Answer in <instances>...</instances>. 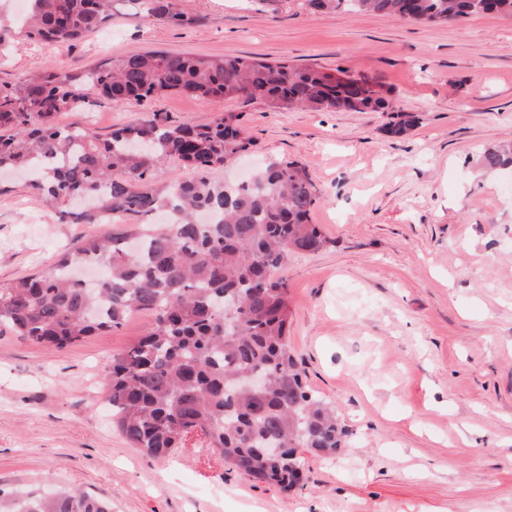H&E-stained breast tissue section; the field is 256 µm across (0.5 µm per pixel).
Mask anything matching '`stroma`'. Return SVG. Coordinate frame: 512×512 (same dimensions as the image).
Listing matches in <instances>:
<instances>
[{
    "instance_id": "35a3bbf8",
    "label": "stroma",
    "mask_w": 512,
    "mask_h": 512,
    "mask_svg": "<svg viewBox=\"0 0 512 512\" xmlns=\"http://www.w3.org/2000/svg\"><path fill=\"white\" fill-rule=\"evenodd\" d=\"M173 26L112 0L103 34L72 45L0 46V86L79 73L146 50L288 59L377 80L390 112L281 111L262 101L166 92L90 106L59 123L100 137L159 114L208 124L231 112L255 139L232 176L268 158L306 165L327 248L294 255L281 276L289 344L308 384L349 431L324 456L298 451L290 489L254 481L192 436L143 455L113 426L105 376L153 320L62 348L0 332V489L78 487L112 512H512V168L487 171L512 141V18L422 25L307 0H177ZM24 175L0 178V283L50 271L98 224H63ZM481 165L488 170H498L512 166V143L490 146L480 156Z\"/></svg>"
}]
</instances>
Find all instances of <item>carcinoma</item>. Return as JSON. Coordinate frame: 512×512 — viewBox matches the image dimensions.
I'll return each instance as SVG.
<instances>
[{
	"instance_id": "1",
	"label": "carcinoma",
	"mask_w": 512,
	"mask_h": 512,
	"mask_svg": "<svg viewBox=\"0 0 512 512\" xmlns=\"http://www.w3.org/2000/svg\"><path fill=\"white\" fill-rule=\"evenodd\" d=\"M26 16L0 12V41L14 32L47 44H68L98 31L112 0H27ZM148 15L178 26L198 19L173 0H141ZM315 9L346 7L420 24L458 21L483 12L481 0H307ZM110 104L162 92L205 98L264 100L275 109L336 112L392 109L381 84L367 77L254 56L210 58L148 50L106 60L82 73L34 75L0 89V170H33L30 187L49 203L78 198L84 207L60 212L66 224H111L84 235L49 274L0 283V327L44 347L62 349L119 327L134 311L155 315L144 336L112 357L106 377L114 425L154 457L204 437L235 467L285 488L299 482L297 449L336 453L349 436L336 410L304 380L288 344L285 283L288 258L315 253L328 240L311 222L317 194L307 167L271 160L245 183L213 173L255 142L232 113L208 125L177 124L157 114L127 124L107 139L59 126L60 112L87 105V91ZM413 116L396 114L388 132L405 135ZM169 161L180 178L161 187L146 178ZM488 170L512 166V143L480 156ZM166 208L164 224H128ZM212 216L201 223L200 213ZM106 269L96 292L72 277L77 263ZM260 373L263 390L245 378ZM278 442L280 458L263 454ZM0 512H112L83 491L0 490Z\"/></svg>"
}]
</instances>
